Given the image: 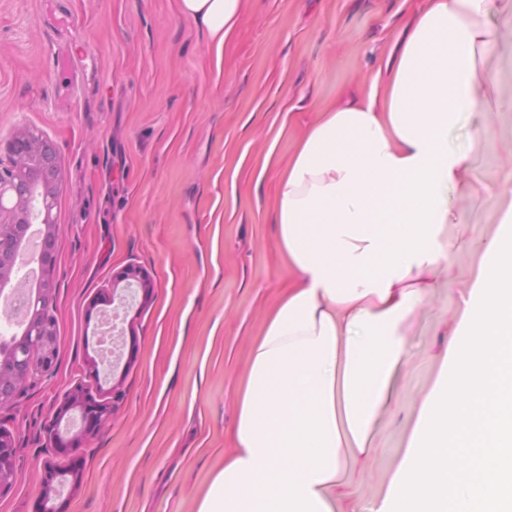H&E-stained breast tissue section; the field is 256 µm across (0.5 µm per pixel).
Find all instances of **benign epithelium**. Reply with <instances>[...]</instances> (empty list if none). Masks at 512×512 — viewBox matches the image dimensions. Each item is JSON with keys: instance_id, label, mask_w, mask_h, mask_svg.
I'll return each mask as SVG.
<instances>
[{"instance_id": "obj_1", "label": "benign epithelium", "mask_w": 512, "mask_h": 512, "mask_svg": "<svg viewBox=\"0 0 512 512\" xmlns=\"http://www.w3.org/2000/svg\"><path fill=\"white\" fill-rule=\"evenodd\" d=\"M8 167H0V293L10 287L15 273V242L25 236L29 223L44 226L42 272L40 285L25 292L24 311L27 336L10 358L0 357V410L13 408L30 378L37 372L51 369L55 357L56 326L50 313L57 282L53 252L60 228L54 209L57 205L62 180L61 157L56 146L42 135L28 128L15 132L7 144ZM151 283L137 266H129L112 279V288L106 290L101 301L112 307L117 320L126 321L133 309L137 292L147 294ZM115 341L113 360H93L94 378L100 373H115L123 359L125 329L112 325ZM71 410L80 412L84 427L77 433L61 427L64 416ZM108 415V407L89 395L88 389L78 386L68 393L51 418L49 438L51 446L68 451L88 435L95 433ZM18 448L16 435L0 427V495L8 491L17 470ZM71 474L79 481L81 468L73 463L62 471L52 461L43 465L41 493L33 512H64L66 499L59 490L62 478Z\"/></svg>"}]
</instances>
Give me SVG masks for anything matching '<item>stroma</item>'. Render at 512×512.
<instances>
[{
	"label": "stroma",
	"mask_w": 512,
	"mask_h": 512,
	"mask_svg": "<svg viewBox=\"0 0 512 512\" xmlns=\"http://www.w3.org/2000/svg\"><path fill=\"white\" fill-rule=\"evenodd\" d=\"M81 27L45 0H0V159L22 127L61 157L55 209L56 356L0 426L17 433L18 470L0 512H32L45 460L56 456L51 409L76 386L111 402L76 453L68 512H197L233 446L237 387L252 340L292 274L274 215L277 183L298 140L328 105L365 97L412 16L409 0H242L215 52L178 0H63ZM497 53L485 62L512 100V15L495 13ZM66 57L51 69L46 28ZM471 156L452 191L456 255L412 318L398 404L372 451L337 488L340 512H366L387 489L417 411L461 317L479 254L512 209V112L475 113L448 134ZM153 289L130 314L119 383H95L104 307L99 294L127 266ZM120 400H113V390Z\"/></svg>",
	"instance_id": "1"
}]
</instances>
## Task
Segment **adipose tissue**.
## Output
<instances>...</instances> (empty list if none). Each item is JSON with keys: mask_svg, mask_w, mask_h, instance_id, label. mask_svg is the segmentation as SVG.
I'll use <instances>...</instances> for the list:
<instances>
[{"mask_svg": "<svg viewBox=\"0 0 512 512\" xmlns=\"http://www.w3.org/2000/svg\"><path fill=\"white\" fill-rule=\"evenodd\" d=\"M216 49L240 0H179ZM512 0H425L384 90L324 108L280 178L278 242L293 281L250 349L234 446L198 512H338L345 482L399 398L410 319L430 298L448 191L468 156L448 131L498 112L484 59Z\"/></svg>", "mask_w": 512, "mask_h": 512, "instance_id": "adipose-tissue-1", "label": "adipose tissue"}]
</instances>
